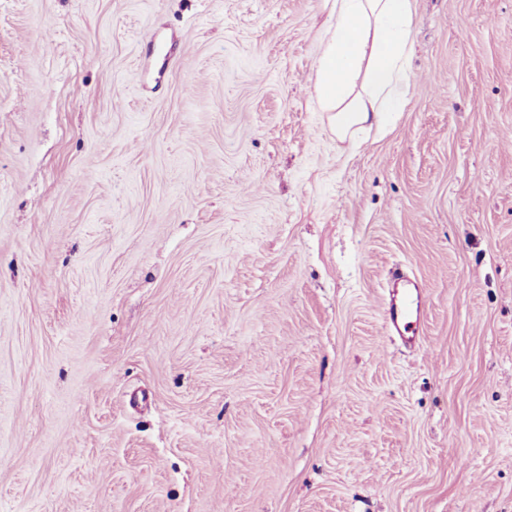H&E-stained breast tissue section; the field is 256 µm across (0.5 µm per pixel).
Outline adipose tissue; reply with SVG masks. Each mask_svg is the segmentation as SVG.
I'll return each mask as SVG.
<instances>
[{"label":"adipose tissue","instance_id":"obj_1","mask_svg":"<svg viewBox=\"0 0 512 512\" xmlns=\"http://www.w3.org/2000/svg\"><path fill=\"white\" fill-rule=\"evenodd\" d=\"M410 42V0H336L312 93L339 140L359 146L360 133L403 104Z\"/></svg>","mask_w":512,"mask_h":512}]
</instances>
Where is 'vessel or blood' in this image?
Instances as JSON below:
<instances>
[{"instance_id":"obj_1","label":"vessel or blood","mask_w":512,"mask_h":512,"mask_svg":"<svg viewBox=\"0 0 512 512\" xmlns=\"http://www.w3.org/2000/svg\"><path fill=\"white\" fill-rule=\"evenodd\" d=\"M388 297L384 317L390 334L415 345L420 341L419 324L424 308L420 285L401 275H394L387 284Z\"/></svg>"}]
</instances>
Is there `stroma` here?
I'll return each instance as SVG.
<instances>
[{
    "instance_id": "35a3bbf8",
    "label": "stroma",
    "mask_w": 512,
    "mask_h": 512,
    "mask_svg": "<svg viewBox=\"0 0 512 512\" xmlns=\"http://www.w3.org/2000/svg\"><path fill=\"white\" fill-rule=\"evenodd\" d=\"M335 19L0 0V512H512V0H412L357 149ZM388 297L384 308L387 328L393 336L415 345L421 340L419 324L424 308V296L420 285L395 274L387 283Z\"/></svg>"
}]
</instances>
